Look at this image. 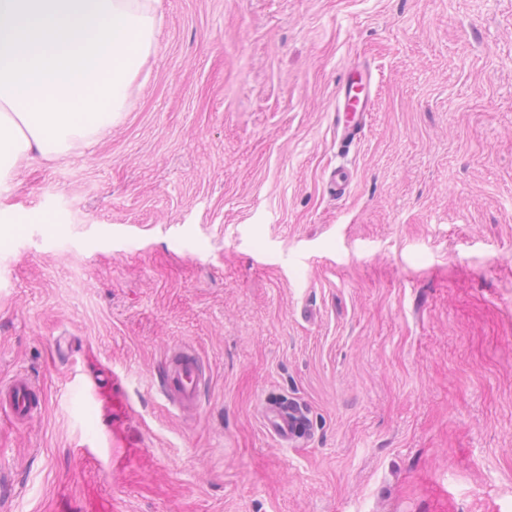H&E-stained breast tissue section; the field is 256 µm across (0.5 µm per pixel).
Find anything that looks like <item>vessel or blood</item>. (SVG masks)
<instances>
[{
	"label": "vessel or blood",
	"mask_w": 512,
	"mask_h": 512,
	"mask_svg": "<svg viewBox=\"0 0 512 512\" xmlns=\"http://www.w3.org/2000/svg\"><path fill=\"white\" fill-rule=\"evenodd\" d=\"M376 74L370 64H357L340 82L336 95L333 125L339 152H348L360 141L369 115L373 110L372 86ZM352 174L346 166L334 168L328 178V189L337 198L348 195ZM207 368L203 359L191 347L173 348L164 363V379L161 393L173 403L179 413L197 411ZM40 406V398L34 384L27 379H16L0 384V411L10 418L27 421L33 419ZM262 423L273 438L283 444L302 439L306 433V420L301 409L294 403L281 402L267 406Z\"/></svg>",
	"instance_id": "1"
}]
</instances>
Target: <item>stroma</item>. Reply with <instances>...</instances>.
<instances>
[{
  "mask_svg": "<svg viewBox=\"0 0 512 512\" xmlns=\"http://www.w3.org/2000/svg\"><path fill=\"white\" fill-rule=\"evenodd\" d=\"M134 98L0 183V381L42 392L0 413V512H512V0H163ZM177 344L208 367L190 418ZM375 80L372 66L358 63L339 84L333 125L340 153L348 152L361 139L374 106L372 86ZM328 189L336 195V199H342L348 195L352 184V174L344 165H338L334 168L328 178ZM207 368L199 354L189 346L173 348L164 363L161 394L181 415L194 413L201 402ZM39 407L40 398L30 380L14 379L8 384H0V410L13 420H31ZM262 423L273 438L283 444L302 439L306 433V420L301 409L291 402L267 406L262 414Z\"/></svg>",
  "mask_w": 512,
  "mask_h": 512,
  "instance_id": "obj_1",
  "label": "stroma"
}]
</instances>
